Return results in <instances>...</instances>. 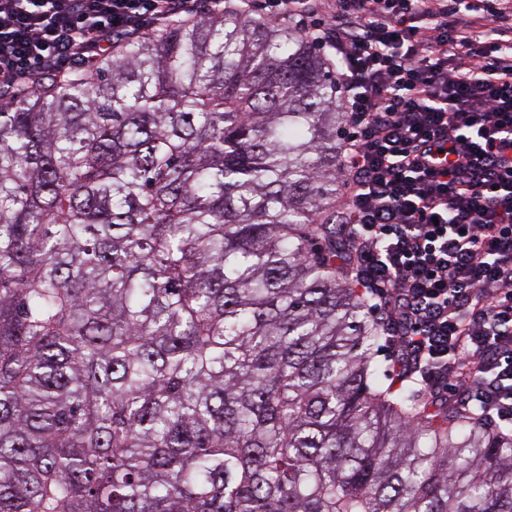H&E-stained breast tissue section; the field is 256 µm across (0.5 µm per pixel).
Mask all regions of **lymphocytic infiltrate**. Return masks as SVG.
Masks as SVG:
<instances>
[{
  "mask_svg": "<svg viewBox=\"0 0 512 512\" xmlns=\"http://www.w3.org/2000/svg\"><path fill=\"white\" fill-rule=\"evenodd\" d=\"M198 0H0V83L98 58ZM332 62L341 223L396 359L512 424V0H268Z\"/></svg>",
  "mask_w": 512,
  "mask_h": 512,
  "instance_id": "1",
  "label": "lymphocytic infiltrate"
}]
</instances>
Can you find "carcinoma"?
<instances>
[{
  "label": "carcinoma",
  "mask_w": 512,
  "mask_h": 512,
  "mask_svg": "<svg viewBox=\"0 0 512 512\" xmlns=\"http://www.w3.org/2000/svg\"><path fill=\"white\" fill-rule=\"evenodd\" d=\"M0 86V512H512V427L384 385L336 72L225 0Z\"/></svg>",
  "instance_id": "1"
}]
</instances>
